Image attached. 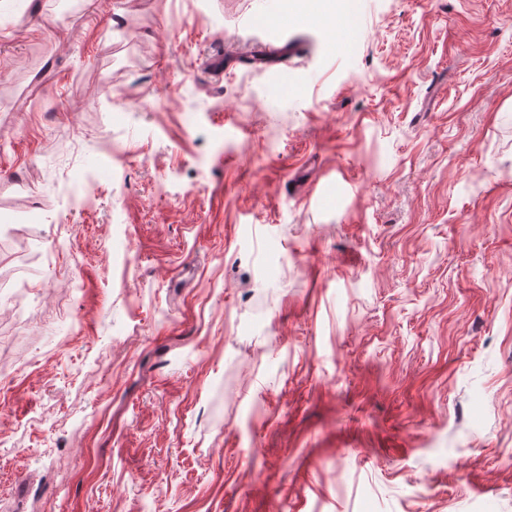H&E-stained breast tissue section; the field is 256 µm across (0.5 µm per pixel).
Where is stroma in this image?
<instances>
[{"instance_id":"35a3bbf8","label":"stroma","mask_w":512,"mask_h":512,"mask_svg":"<svg viewBox=\"0 0 512 512\" xmlns=\"http://www.w3.org/2000/svg\"><path fill=\"white\" fill-rule=\"evenodd\" d=\"M356 5L0 15V512H512V0Z\"/></svg>"}]
</instances>
